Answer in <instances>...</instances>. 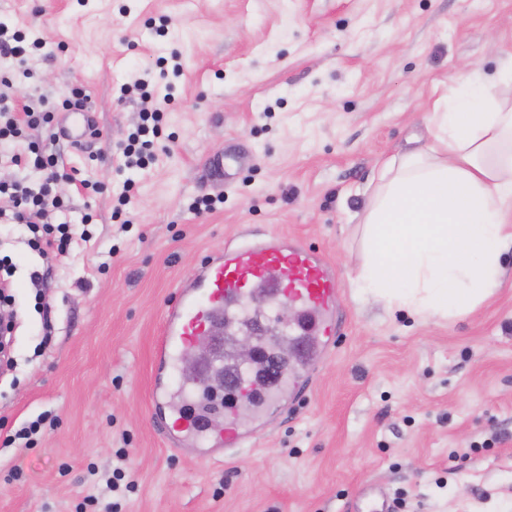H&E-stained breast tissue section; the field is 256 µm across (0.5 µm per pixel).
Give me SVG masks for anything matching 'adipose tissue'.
Wrapping results in <instances>:
<instances>
[{
	"label": "adipose tissue",
	"instance_id": "1",
	"mask_svg": "<svg viewBox=\"0 0 512 512\" xmlns=\"http://www.w3.org/2000/svg\"><path fill=\"white\" fill-rule=\"evenodd\" d=\"M363 213L359 288L448 317L492 296L512 247V66L462 76L427 144L381 165Z\"/></svg>",
	"mask_w": 512,
	"mask_h": 512
}]
</instances>
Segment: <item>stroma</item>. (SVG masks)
I'll use <instances>...</instances> for the list:
<instances>
[{"instance_id": "obj_1", "label": "stroma", "mask_w": 512, "mask_h": 512, "mask_svg": "<svg viewBox=\"0 0 512 512\" xmlns=\"http://www.w3.org/2000/svg\"><path fill=\"white\" fill-rule=\"evenodd\" d=\"M0 25L44 42L25 65L0 57V95L39 110L82 89L100 131L0 142V182L41 181L9 163L32 141L77 169L49 220L88 235L43 257L24 225L0 223L17 323L0 441L57 418L37 447L0 444V512H75L121 450L136 482L121 512H349L368 485L398 512H512V250L495 295L450 319L355 286L380 165L427 142L462 74L512 63V0H0ZM150 106L152 160L119 167ZM218 151L220 179L205 165ZM272 233L333 268L340 334L293 402L260 418L221 408L215 430L256 434L212 464L213 437L170 445L167 394L203 376L183 360L156 373L154 340L205 255Z\"/></svg>"}]
</instances>
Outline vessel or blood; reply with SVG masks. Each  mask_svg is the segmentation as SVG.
Masks as SVG:
<instances>
[{"label": "vessel or blood", "mask_w": 512, "mask_h": 512, "mask_svg": "<svg viewBox=\"0 0 512 512\" xmlns=\"http://www.w3.org/2000/svg\"><path fill=\"white\" fill-rule=\"evenodd\" d=\"M93 124L92 113L75 110L64 113L60 132L78 142L90 134ZM283 297L299 317L295 353L307 367H315L320 356L313 339L335 336L340 290L320 256L279 234L227 246L223 253L202 260L183 281L178 296L166 305L165 325L155 342L157 365L189 355L200 342L222 341L224 323L243 312L249 301ZM177 398L193 408L192 415L184 419L182 437L173 441L174 447L186 448L207 428L211 410L194 402L192 392L185 388H178ZM356 512H391V504L368 486L357 497Z\"/></svg>", "instance_id": "vessel-or-blood-1"}]
</instances>
